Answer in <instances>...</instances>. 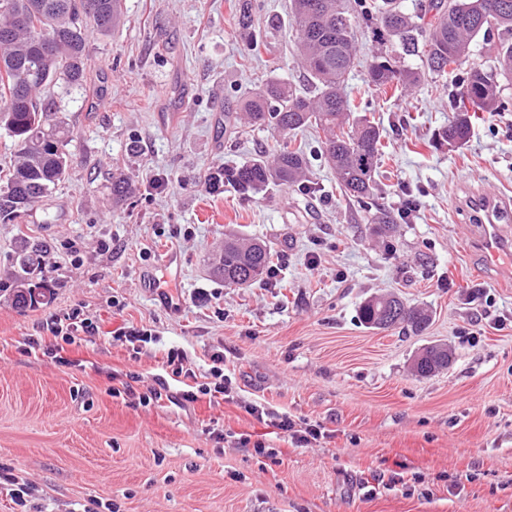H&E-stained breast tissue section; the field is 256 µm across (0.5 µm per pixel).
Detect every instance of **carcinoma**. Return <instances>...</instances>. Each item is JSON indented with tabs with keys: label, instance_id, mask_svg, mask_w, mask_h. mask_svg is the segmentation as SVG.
<instances>
[{
	"label": "carcinoma",
	"instance_id": "obj_1",
	"mask_svg": "<svg viewBox=\"0 0 512 512\" xmlns=\"http://www.w3.org/2000/svg\"><path fill=\"white\" fill-rule=\"evenodd\" d=\"M122 18L121 0H0V129L11 139L14 163L0 181V223L15 224L48 197L69 168L67 146L73 132L56 101L40 91L52 81L69 87L86 84L87 21L102 36L112 34ZM292 29L313 93H301L291 84L271 80L252 92L243 111L252 125L289 133L315 129L322 156L336 171L346 194L362 201L378 190L375 173L385 155L378 125L359 113L360 102L346 91L355 63L358 33L379 45L396 44L399 55L379 54L370 61L365 83L379 91L406 89L426 75L440 78L462 74L452 96V119L435 133V142L448 149L468 141L476 113L504 109L503 82L512 80V0H292ZM497 32L489 45L493 64L470 61L477 38ZM53 44L48 55L39 54L34 38ZM416 56L421 65L410 67L402 56ZM307 156L302 147L285 141L273 160L264 157L239 166L221 168L211 178L215 191L229 185L243 196L257 195L273 186L306 184ZM370 223L388 232L395 217L378 210ZM44 261L42 250L25 247L15 259L14 301L23 307L44 301L50 290L32 287L30 275ZM277 266L270 247L233 232L224 234V251L216 254L212 273L226 286L262 282ZM359 320L368 329L400 328L419 333L430 323L427 310L400 298H366ZM448 348L429 346L413 362L415 373L429 376L448 367Z\"/></svg>",
	"mask_w": 512,
	"mask_h": 512
}]
</instances>
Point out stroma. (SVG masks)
Wrapping results in <instances>:
<instances>
[{
	"mask_svg": "<svg viewBox=\"0 0 512 512\" xmlns=\"http://www.w3.org/2000/svg\"><path fill=\"white\" fill-rule=\"evenodd\" d=\"M237 2L122 0V24L89 37L84 87L46 89L73 140L68 175L46 203L0 224V465L33 488L23 507L0 493V512H83L93 500L119 512H512V275L477 257L465 205L488 193L512 209V85L504 110L481 113L454 151L432 135L452 115L455 74L366 92L362 110L386 153L379 192L365 201L341 193L309 131L291 139L306 151L313 193L215 192L218 168L273 156L280 139L243 120L225 136V111L273 79L311 88L291 0H255V54ZM118 170L131 186L121 205L111 193ZM409 197L415 205L391 236L377 235L367 214L398 211ZM228 231L270 245L277 276L243 288L211 277ZM23 239L46 244L32 281L53 296L21 309L8 293ZM170 251L180 273L168 281ZM390 293L428 307L430 326L361 325L359 303ZM76 306L100 326L70 347L79 366L26 353L29 337L52 344L44 317ZM126 323L158 336L135 361L111 337ZM441 343L454 353L450 368L412 374L414 356ZM171 347L198 373L223 350L238 402L133 408L110 394L113 376L130 370L155 384ZM244 401L328 436L311 448L271 439L282 451L272 464L233 439L268 431ZM396 472L402 484L365 497L364 478Z\"/></svg>",
	"mask_w": 512,
	"mask_h": 512,
	"instance_id": "obj_1",
	"label": "stroma"
}]
</instances>
